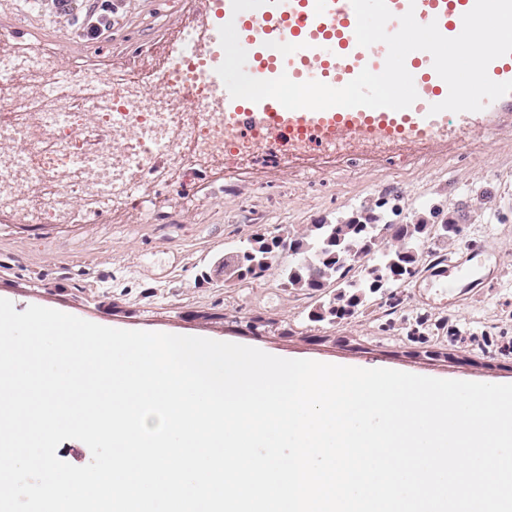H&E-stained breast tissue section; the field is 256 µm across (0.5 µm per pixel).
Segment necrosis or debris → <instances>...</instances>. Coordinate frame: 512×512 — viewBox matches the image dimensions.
I'll list each match as a JSON object with an SVG mask.
<instances>
[{
  "label": "necrosis or debris",
  "mask_w": 512,
  "mask_h": 512,
  "mask_svg": "<svg viewBox=\"0 0 512 512\" xmlns=\"http://www.w3.org/2000/svg\"><path fill=\"white\" fill-rule=\"evenodd\" d=\"M17 38L0 33V209L16 224H62L84 200L106 201L112 213L132 212L141 224H172L210 202H197L187 189L206 165L220 159L226 174L220 192L230 208L224 222L283 224L293 198L324 195L337 175L358 180L360 193L347 202L313 208L315 224H366L373 235L390 237L403 225L411 238L416 272L447 261L464 249L463 234L448 237L442 224L481 223L512 234L505 202L512 198V169L481 171L478 185L462 188L458 172L467 153L452 157V177L432 176L425 202H416L405 181L363 179V157L347 150L338 170H293L281 151L253 153L224 146V128L207 113L206 89L190 94L188 70L174 68L166 50L142 43L123 63L103 75L96 67L75 79L58 54L35 51L18 66ZM112 135L104 146L99 133ZM261 165L263 180L242 184L237 170Z\"/></svg>",
  "instance_id": "obj_1"
}]
</instances>
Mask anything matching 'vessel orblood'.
<instances>
[{"mask_svg": "<svg viewBox=\"0 0 512 512\" xmlns=\"http://www.w3.org/2000/svg\"><path fill=\"white\" fill-rule=\"evenodd\" d=\"M386 3L393 14L390 28H398L399 16L411 9L419 23H436L442 35L452 38L461 33L463 16L475 0ZM229 22L247 52V74L260 80L284 74L298 83L315 80L340 88L362 69L381 72L387 56L384 44L358 45L351 0H201L188 37L172 39L169 53L177 66H191L207 88L212 111L223 119L229 141L259 150L282 149L292 162L315 152L332 155L349 146L392 156L406 151L439 154L465 136L498 134L512 120V93L478 112L430 114L431 105L444 101L449 89L436 73L431 54L421 50L405 60L418 98L402 110L363 106L289 110L272 98L257 103L231 98L216 72L224 60L219 28ZM476 265L486 276L494 275L497 258L492 242L454 253L445 266L415 277L409 290L412 300L434 309L467 306L477 289L452 288L448 282L465 277Z\"/></svg>", "mask_w": 512, "mask_h": 512, "instance_id": "vessel-or-blood-1", "label": "vessel or blood"}]
</instances>
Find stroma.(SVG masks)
Instances as JSON below:
<instances>
[{
	"instance_id": "stroma-1",
	"label": "stroma",
	"mask_w": 512,
	"mask_h": 512,
	"mask_svg": "<svg viewBox=\"0 0 512 512\" xmlns=\"http://www.w3.org/2000/svg\"><path fill=\"white\" fill-rule=\"evenodd\" d=\"M131 3L122 33H82L89 58L116 59L126 37L154 40L167 22L193 12L187 0ZM251 233L246 226L227 234L220 205L200 224L123 223L104 215L41 234L0 221V298L19 312L38 305L106 327L204 337L281 358L512 384V322L506 335L490 338L476 327L490 311H512V282L489 286L461 309L458 321L466 330L459 336L419 335L412 304L402 326L369 324L361 316L314 323L306 301L279 287V275L253 288L204 280L212 263L246 247ZM155 260L173 261L166 278L140 274V264Z\"/></svg>"
}]
</instances>
